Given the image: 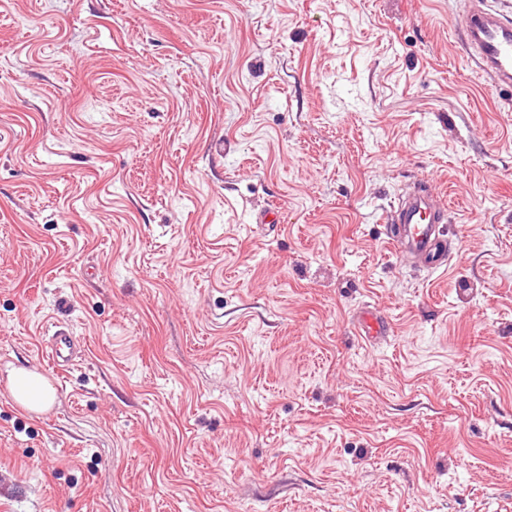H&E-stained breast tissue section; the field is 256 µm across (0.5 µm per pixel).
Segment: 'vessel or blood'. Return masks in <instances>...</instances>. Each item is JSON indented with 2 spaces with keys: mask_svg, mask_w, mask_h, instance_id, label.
Masks as SVG:
<instances>
[{
  "mask_svg": "<svg viewBox=\"0 0 512 512\" xmlns=\"http://www.w3.org/2000/svg\"><path fill=\"white\" fill-rule=\"evenodd\" d=\"M460 33L493 86L512 88V17L488 8L484 0H470ZM447 214V206L439 204L430 189L410 193L390 216L392 246L403 257L421 260L431 269L442 268L447 263L448 244L439 226ZM41 349L61 370L84 356L80 337L63 326L42 337Z\"/></svg>",
  "mask_w": 512,
  "mask_h": 512,
  "instance_id": "obj_1",
  "label": "vessel or blood"
}]
</instances>
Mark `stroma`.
<instances>
[{"label":"stroma","instance_id":"35a3bbf8","mask_svg":"<svg viewBox=\"0 0 512 512\" xmlns=\"http://www.w3.org/2000/svg\"><path fill=\"white\" fill-rule=\"evenodd\" d=\"M464 2L0 0V512L512 507V92ZM421 184L437 271L386 239ZM41 349L54 367L61 370L82 360L85 352L81 338L64 326H56L50 336H42ZM10 391L17 403L34 413L47 410L54 401L56 390L41 373L16 370L10 379Z\"/></svg>","mask_w":512,"mask_h":512}]
</instances>
